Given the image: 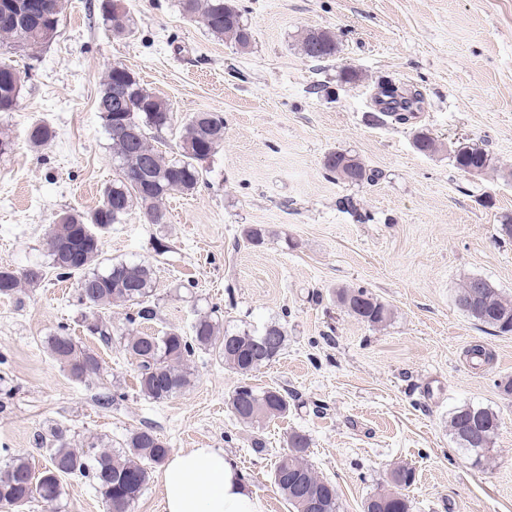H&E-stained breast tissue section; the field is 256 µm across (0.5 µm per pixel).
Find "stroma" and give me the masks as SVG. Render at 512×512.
Masks as SVG:
<instances>
[{
    "mask_svg": "<svg viewBox=\"0 0 512 512\" xmlns=\"http://www.w3.org/2000/svg\"><path fill=\"white\" fill-rule=\"evenodd\" d=\"M255 30L242 53L182 13L178 0H125L135 34L114 38L99 0H62L57 37L36 53L0 52L19 71L18 106L0 112L10 150L0 155V265H49V224L96 208L117 172L97 112L113 64L164 98L176 121L195 112L224 116V143L203 164L195 194H171L169 221L132 211L101 234L105 258L142 260L154 270L151 331L190 333L213 314L231 330L285 325L275 361L251 385L287 391L286 417L247 428L227 399L240 378L212 353L190 362L193 382L162 402L144 397L136 361L119 342L91 335L78 276L47 278L19 299L0 296V460L46 463L49 428L71 447L120 448L152 429L171 448H219L263 500L289 512L273 484L290 434L311 440L308 458L338 491L340 512H362L397 465L413 468L404 490L412 512H512V333L485 327L454 303L466 278L512 295V0H236ZM335 32L338 52L301 55L303 31ZM359 82H342L344 68ZM416 86L424 112L405 124L375 125L378 82ZM36 122L55 138L28 142ZM426 131L436 152L416 149ZM480 146L494 171L458 170L455 150ZM357 156L376 178H327L328 153ZM266 231L252 245L244 228ZM363 287L393 315L371 326L337 303L341 287ZM100 358L77 379L47 350L59 326ZM482 345L488 362L466 351ZM479 404L501 418L490 468L473 467L448 432L450 414ZM262 438L263 452L251 441ZM58 512H106L88 481L62 479Z\"/></svg>",
    "mask_w": 512,
    "mask_h": 512,
    "instance_id": "stroma-1",
    "label": "stroma"
}]
</instances>
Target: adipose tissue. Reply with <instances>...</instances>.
I'll use <instances>...</instances> for the list:
<instances>
[{
  "label": "adipose tissue",
  "mask_w": 512,
  "mask_h": 512,
  "mask_svg": "<svg viewBox=\"0 0 512 512\" xmlns=\"http://www.w3.org/2000/svg\"><path fill=\"white\" fill-rule=\"evenodd\" d=\"M162 512H264L236 464L216 448L170 456L161 474Z\"/></svg>",
  "instance_id": "obj_1"
}]
</instances>
